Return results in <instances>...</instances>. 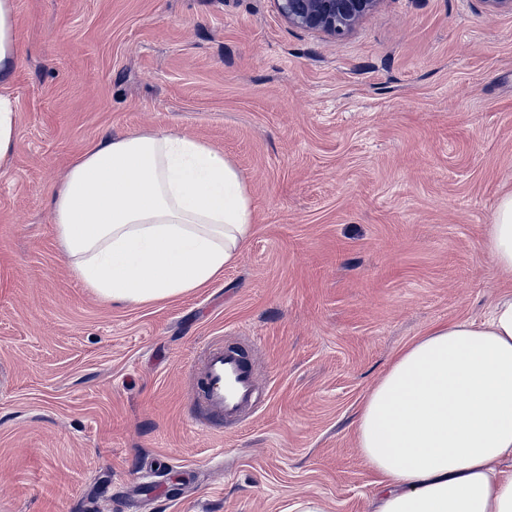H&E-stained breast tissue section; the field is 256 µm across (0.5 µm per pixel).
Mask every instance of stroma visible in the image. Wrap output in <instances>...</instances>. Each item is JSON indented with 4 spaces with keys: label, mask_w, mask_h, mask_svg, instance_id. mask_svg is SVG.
Returning a JSON list of instances; mask_svg holds the SVG:
<instances>
[{
    "label": "stroma",
    "mask_w": 512,
    "mask_h": 512,
    "mask_svg": "<svg viewBox=\"0 0 512 512\" xmlns=\"http://www.w3.org/2000/svg\"><path fill=\"white\" fill-rule=\"evenodd\" d=\"M0 172V512H374L364 394L512 286L484 247L512 191V13L381 0L348 35L276 0H17ZM176 130L232 160L254 223L205 288L103 301L50 194L89 145ZM246 345L264 404L193 428L201 344ZM187 488L138 508V481Z\"/></svg>",
    "instance_id": "35a3bbf8"
}]
</instances>
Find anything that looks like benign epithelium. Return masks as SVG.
I'll return each mask as SVG.
<instances>
[{
    "instance_id": "benign-epithelium-1",
    "label": "benign epithelium",
    "mask_w": 512,
    "mask_h": 512,
    "mask_svg": "<svg viewBox=\"0 0 512 512\" xmlns=\"http://www.w3.org/2000/svg\"><path fill=\"white\" fill-rule=\"evenodd\" d=\"M381 0H277L289 24L333 38L350 33Z\"/></svg>"
}]
</instances>
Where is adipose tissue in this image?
Instances as JSON below:
<instances>
[{"label": "adipose tissue", "instance_id": "obj_1", "mask_svg": "<svg viewBox=\"0 0 512 512\" xmlns=\"http://www.w3.org/2000/svg\"><path fill=\"white\" fill-rule=\"evenodd\" d=\"M16 30V0H0V169L18 135ZM51 207L76 276L108 302L209 286L253 227L243 175L176 131L92 145L53 188ZM484 245L512 276V192ZM357 439L377 477L375 512H512V291L485 320L438 324L399 351L363 397Z\"/></svg>", "mask_w": 512, "mask_h": 512}]
</instances>
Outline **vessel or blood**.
I'll list each match as a JSON object with an SVG mask.
<instances>
[{"label":"vessel or blood","mask_w":512,"mask_h":512,"mask_svg":"<svg viewBox=\"0 0 512 512\" xmlns=\"http://www.w3.org/2000/svg\"><path fill=\"white\" fill-rule=\"evenodd\" d=\"M193 370L191 398L200 413L191 417L192 426L207 428L225 420L242 421L258 407V378L238 346L220 338L205 342Z\"/></svg>","instance_id":"1"}]
</instances>
